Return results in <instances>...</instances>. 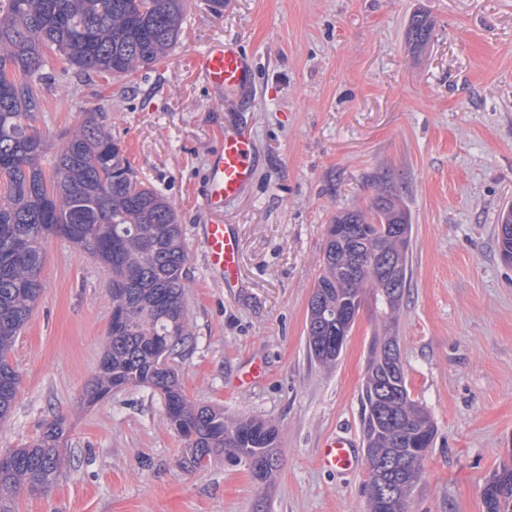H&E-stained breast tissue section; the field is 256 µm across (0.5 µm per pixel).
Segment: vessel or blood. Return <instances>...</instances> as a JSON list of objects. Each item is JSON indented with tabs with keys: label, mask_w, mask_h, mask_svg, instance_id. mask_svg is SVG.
<instances>
[{
	"label": "vessel or blood",
	"mask_w": 512,
	"mask_h": 512,
	"mask_svg": "<svg viewBox=\"0 0 512 512\" xmlns=\"http://www.w3.org/2000/svg\"><path fill=\"white\" fill-rule=\"evenodd\" d=\"M193 65L197 76L214 91L247 95L253 89L251 62L235 42L211 41L194 53ZM254 152V144L244 131L234 127L225 129L223 145L211 161L203 198V207L209 215L202 230L207 267L228 288L236 287L239 282V248L232 226L224 222V202L242 194L251 182ZM319 463L327 468L356 466L351 439L345 436L326 439Z\"/></svg>",
	"instance_id": "vessel-or-blood-1"
}]
</instances>
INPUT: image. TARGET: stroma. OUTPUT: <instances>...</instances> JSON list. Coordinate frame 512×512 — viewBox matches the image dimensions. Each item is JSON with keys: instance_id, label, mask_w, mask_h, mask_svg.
Masks as SVG:
<instances>
[{"instance_id": "obj_1", "label": "stroma", "mask_w": 512, "mask_h": 512, "mask_svg": "<svg viewBox=\"0 0 512 512\" xmlns=\"http://www.w3.org/2000/svg\"><path fill=\"white\" fill-rule=\"evenodd\" d=\"M432 33L407 40L413 14ZM252 60V100L215 94L190 60L214 37ZM51 80L34 124L51 171L64 134L99 112L138 179L174 206L189 260L185 307L193 341L173 359L188 399L279 430L270 485L219 457L180 468L183 443L152 389L103 400L84 393L105 352L112 274L61 237L46 240L44 289L9 353L20 374L0 448L32 442L64 419L69 465L18 512H367L368 465L358 397L379 324L364 305L342 354H308L306 318L326 229L336 212L397 193L412 224V276L397 332L412 399L436 436L410 512H484L483 489L512 459V262L496 247L512 203V0H227L214 15L192 0L161 63L122 77L86 74L47 52ZM257 148L246 192L224 204L239 242V285L207 269L200 209L224 129ZM265 379L239 386L252 361ZM356 439L357 468L327 470L329 436Z\"/></svg>"}]
</instances>
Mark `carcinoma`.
Instances as JSON below:
<instances>
[{"label":"carcinoma","mask_w":512,"mask_h":512,"mask_svg":"<svg viewBox=\"0 0 512 512\" xmlns=\"http://www.w3.org/2000/svg\"><path fill=\"white\" fill-rule=\"evenodd\" d=\"M189 0H0V423L16 397L19 374L8 360L39 299L43 243L56 224L73 225L69 240L112 268V318L99 372L85 390L90 401L121 386H143L163 399L171 428L184 441L181 468L224 455L243 460L251 475L269 480L280 465L278 429L269 421L229 419L224 411L196 406L178 374L159 361L192 342L184 297L188 253L170 202L139 181L119 142L85 113L66 134L51 175L41 158L45 141L34 125L42 111L45 50L87 73L126 74L160 63L178 43ZM408 39L422 48L431 24L414 15ZM404 225L395 233L392 226ZM412 225L401 200L381 191L366 210L339 211L328 225L322 269L308 305L307 347L322 365L340 356L332 337L336 316L371 300L381 322L375 336L398 344L397 316L407 287ZM399 263L397 280L386 259ZM363 442L369 448L367 512H382V486L409 498L419 482L435 427L425 407L411 399L405 376H395L386 349H372L361 389ZM65 423L44 424L34 443L0 448V512H17L29 488L47 491L65 459L58 445ZM494 494H483L485 512H512V462L493 476Z\"/></svg>","instance_id":"1"}]
</instances>
